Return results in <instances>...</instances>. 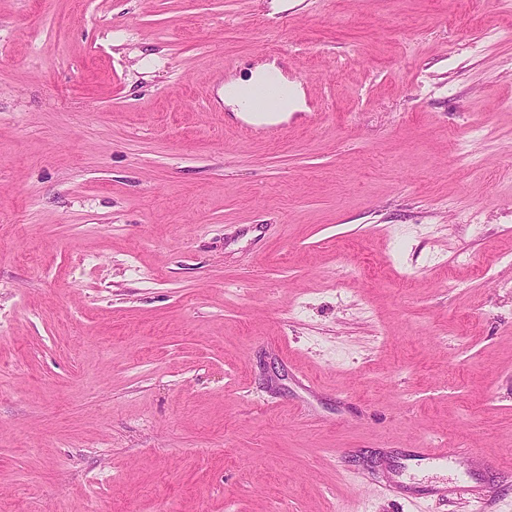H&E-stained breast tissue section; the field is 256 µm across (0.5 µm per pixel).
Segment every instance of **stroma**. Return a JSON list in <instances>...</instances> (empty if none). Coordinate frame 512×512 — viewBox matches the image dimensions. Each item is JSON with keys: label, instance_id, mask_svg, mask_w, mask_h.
I'll use <instances>...</instances> for the list:
<instances>
[{"label": "stroma", "instance_id": "1", "mask_svg": "<svg viewBox=\"0 0 512 512\" xmlns=\"http://www.w3.org/2000/svg\"><path fill=\"white\" fill-rule=\"evenodd\" d=\"M506 251L512 0H0V512H512ZM274 78L285 89L286 97L282 103L267 112H276L277 120L280 122L288 117V112L300 110L304 104L302 92L282 75L281 71L272 63L257 67L252 71L249 78L238 79L224 84V104L232 107L233 111L240 115L249 117L253 111L248 102V96L252 89L264 81ZM465 450L456 451L454 455H448L446 448H428V445H418V448H409L398 453L396 472L400 479L393 483L395 488H400L404 477L415 479L414 471L428 468L448 471L458 457L464 455Z\"/></svg>", "mask_w": 512, "mask_h": 512}]
</instances>
